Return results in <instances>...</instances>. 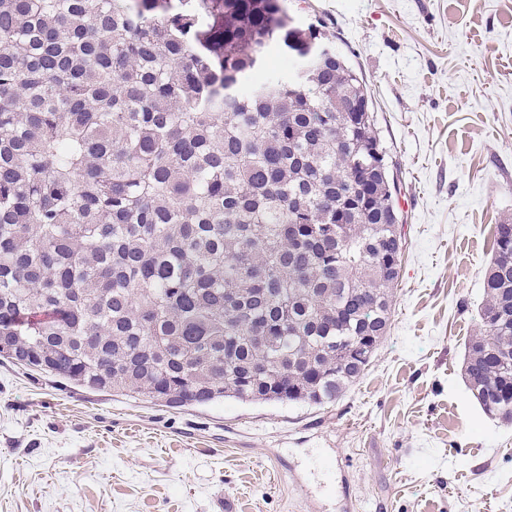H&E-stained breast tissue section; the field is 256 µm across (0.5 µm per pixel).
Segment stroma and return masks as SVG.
I'll list each match as a JSON object with an SVG mask.
<instances>
[{"mask_svg": "<svg viewBox=\"0 0 512 512\" xmlns=\"http://www.w3.org/2000/svg\"><path fill=\"white\" fill-rule=\"evenodd\" d=\"M361 71L406 249L392 324L333 406L169 408L0 359V512H512V424L462 375L512 223V0H288Z\"/></svg>", "mask_w": 512, "mask_h": 512, "instance_id": "1", "label": "stroma"}]
</instances>
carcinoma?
<instances>
[{"label":"carcinoma","instance_id":"1","mask_svg":"<svg viewBox=\"0 0 512 512\" xmlns=\"http://www.w3.org/2000/svg\"><path fill=\"white\" fill-rule=\"evenodd\" d=\"M334 38L284 0H0V357L171 408L359 381L406 239ZM504 228L464 381L511 423Z\"/></svg>","mask_w":512,"mask_h":512}]
</instances>
